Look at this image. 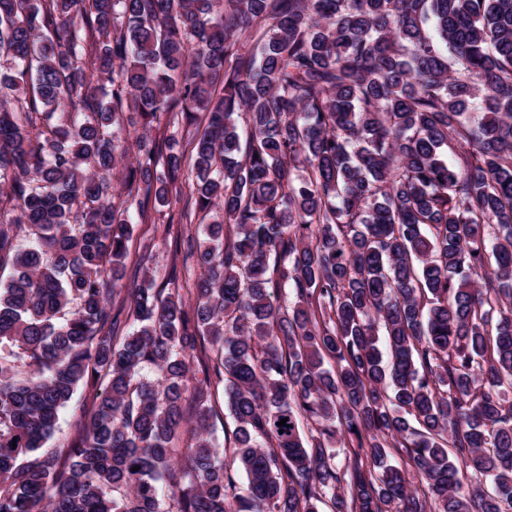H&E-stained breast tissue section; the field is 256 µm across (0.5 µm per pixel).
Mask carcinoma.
<instances>
[{
  "instance_id": "1",
  "label": "carcinoma",
  "mask_w": 512,
  "mask_h": 512,
  "mask_svg": "<svg viewBox=\"0 0 512 512\" xmlns=\"http://www.w3.org/2000/svg\"><path fill=\"white\" fill-rule=\"evenodd\" d=\"M7 268L0 512H512V0H0ZM182 208V202H175L173 200L170 208H165L163 214L165 216H159L153 210H150L149 216L146 220L137 217L135 207L131 208L136 222L133 239L130 244L129 253L126 258L127 276L122 281V288H131L133 280L130 279V271L136 268L140 255L143 253L145 246H149V250L153 246V253L156 254V263L149 265L150 268L157 267L158 274L156 279V287L160 288L159 285L162 282V278L165 271H168L172 264L174 243L170 239L165 242L162 240L161 231L163 229L162 223H166L168 218L172 215L174 217V224L177 225L179 220V214ZM156 226L158 231H155ZM216 405V409L219 414V419L216 421L213 436L216 439L217 443L220 444L221 446L223 445L224 448L225 446L226 448H232V445L229 443V434L231 435V431L234 429V421L232 417L229 415L224 405V393L221 387H219L217 393ZM90 396L88 390H79L69 406L62 413L58 428L54 436L47 442L46 448H63L75 434L74 423L84 407L89 406Z\"/></svg>"
}]
</instances>
